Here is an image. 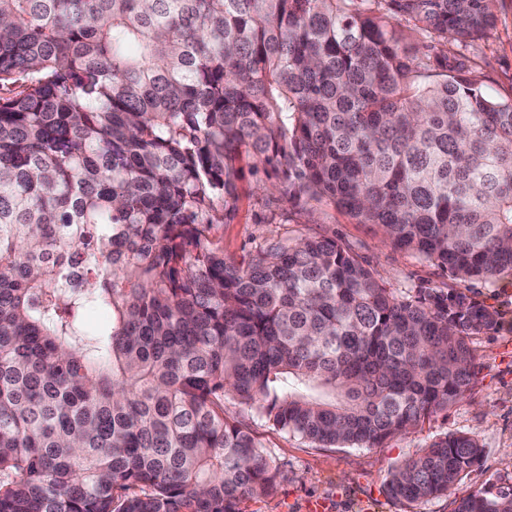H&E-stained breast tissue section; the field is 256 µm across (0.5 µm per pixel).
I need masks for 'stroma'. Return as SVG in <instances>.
Segmentation results:
<instances>
[{
	"label": "stroma",
	"instance_id": "35a3bbf8",
	"mask_svg": "<svg viewBox=\"0 0 512 512\" xmlns=\"http://www.w3.org/2000/svg\"><path fill=\"white\" fill-rule=\"evenodd\" d=\"M496 15L491 37L477 44L478 72L490 95L510 99L512 0H499ZM239 165L244 174L236 208L220 230L224 254L235 263L250 262L266 238L330 236L408 299L422 288H455L500 314L495 329L469 341L476 376L464 398L379 447L317 448L274 429L256 409L226 400L228 411L261 441L277 473L273 492L243 501L242 512H310L316 502L324 503L326 512H454L462 499L476 494L512 495V275L491 283L456 279L435 262L393 248L377 226L356 223L327 199H288L281 178L251 174V158ZM456 433L475 434L483 453L446 496L416 503L387 498L385 486L402 460Z\"/></svg>",
	"mask_w": 512,
	"mask_h": 512
}]
</instances>
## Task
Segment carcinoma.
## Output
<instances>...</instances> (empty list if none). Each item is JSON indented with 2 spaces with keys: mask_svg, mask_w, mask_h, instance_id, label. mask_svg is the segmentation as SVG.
<instances>
[{
  "mask_svg": "<svg viewBox=\"0 0 512 512\" xmlns=\"http://www.w3.org/2000/svg\"><path fill=\"white\" fill-rule=\"evenodd\" d=\"M496 2L0 0V512H239L275 474L225 400L343 448L464 396L497 311L411 302L329 236L245 267L213 237L245 152L461 280L512 274V100L436 50ZM481 457L439 438L385 494L446 496Z\"/></svg>",
  "mask_w": 512,
  "mask_h": 512,
  "instance_id": "cac0c4a2",
  "label": "carcinoma"
}]
</instances>
